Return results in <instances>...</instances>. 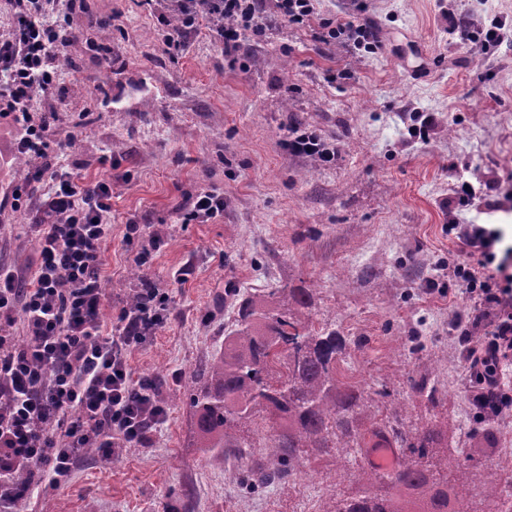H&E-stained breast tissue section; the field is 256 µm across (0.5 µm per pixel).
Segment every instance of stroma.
<instances>
[{
	"label": "stroma",
	"mask_w": 512,
	"mask_h": 512,
	"mask_svg": "<svg viewBox=\"0 0 512 512\" xmlns=\"http://www.w3.org/2000/svg\"><path fill=\"white\" fill-rule=\"evenodd\" d=\"M60 14L80 36L57 91L39 102L59 132H75L60 165L112 181V239L104 254L113 307L131 292L173 296L172 316L133 352L136 375L169 382L168 418L145 448L87 462L63 489H36L23 512H326L354 492L333 456L305 463L279 487L252 490L225 478L196 446L180 399L200 360L220 352L236 310L225 290L314 289L312 320L334 322L348 342L345 377L379 391L380 417L410 400L414 416L447 418L448 458L485 464L512 485V418L476 421L472 379L455 335L471 298L436 263L465 251L452 219L504 227L512 208L487 201L512 189V46L461 49L442 0H362L377 31L371 54L316 41L347 0H321L317 25L277 20L246 34L237 56L200 22L182 55L164 50L168 0H84ZM112 32V62L88 38ZM336 141L335 165L288 154L292 120ZM480 194L454 198L458 179ZM17 165L0 172V262L26 269L36 252L12 191ZM224 197L222 215L187 220L185 200ZM141 232L126 241V224ZM437 380V402L410 382Z\"/></svg>",
	"instance_id": "stroma-1"
}]
</instances>
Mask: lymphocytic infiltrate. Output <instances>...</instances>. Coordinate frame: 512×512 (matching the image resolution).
Here are the masks:
<instances>
[{"instance_id":"f902f5d3","label":"lymphocytic infiltrate","mask_w":512,"mask_h":512,"mask_svg":"<svg viewBox=\"0 0 512 512\" xmlns=\"http://www.w3.org/2000/svg\"><path fill=\"white\" fill-rule=\"evenodd\" d=\"M51 0H0L14 19L0 36V120L20 134L17 154L39 161L40 175L17 187L30 213L27 226L37 245L31 276L0 263V512H12L22 488L33 480L67 487L85 448L108 460L120 449L148 443L168 417L161 383L134 375L130 357L167 322L174 300L145 288L135 305L105 320L109 304L101 275L105 246L112 237V181L90 179L54 164L56 150L75 142V133L51 130L36 101L57 86L58 63L79 33L43 22ZM317 0H172L181 20L164 37L170 55L182 53L200 20L216 19L213 31L225 51L242 37L268 27L273 18L302 26L316 13ZM458 46L488 50L501 43L505 24L481 26L454 9L444 12ZM322 42L366 51L380 43L356 18L325 23ZM289 154L329 166L339 154L335 142L290 126L283 141ZM47 190H40L42 179ZM448 235L462 242L466 257L448 267V285L467 293L484 324L476 343L464 349L472 403L485 417L512 416V393L502 366L512 360V246L501 248L500 229L452 222Z\"/></svg>"}]
</instances>
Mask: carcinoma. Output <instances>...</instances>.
Wrapping results in <instances>:
<instances>
[{
    "label": "carcinoma",
    "mask_w": 512,
    "mask_h": 512,
    "mask_svg": "<svg viewBox=\"0 0 512 512\" xmlns=\"http://www.w3.org/2000/svg\"><path fill=\"white\" fill-rule=\"evenodd\" d=\"M310 288H270L236 298L224 351L201 361L195 386L181 394L197 447L229 477L250 487L284 484L302 464L363 448V426L390 439L399 465L386 473L349 468L357 486L325 512H494L503 490L484 468L448 461V423L413 418L401 405L377 422V400L342 379L346 338L336 325L312 326ZM263 448L266 456H255Z\"/></svg>",
    "instance_id": "1"
}]
</instances>
